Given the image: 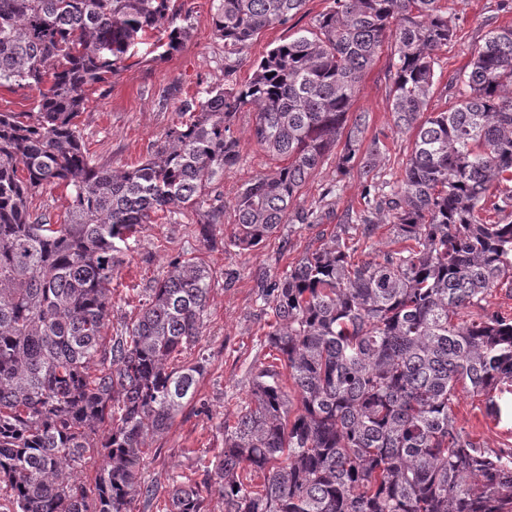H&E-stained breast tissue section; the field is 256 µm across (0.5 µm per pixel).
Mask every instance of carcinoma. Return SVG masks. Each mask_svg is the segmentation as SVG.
Returning a JSON list of instances; mask_svg holds the SVG:
<instances>
[{
    "label": "carcinoma",
    "instance_id": "cac0c4a2",
    "mask_svg": "<svg viewBox=\"0 0 512 512\" xmlns=\"http://www.w3.org/2000/svg\"><path fill=\"white\" fill-rule=\"evenodd\" d=\"M214 2L232 55L307 0ZM171 3L0 0V88H43L31 110L0 111V509L131 512L154 499L145 449L195 399L204 361L172 362L202 336L213 274L195 256L171 259L106 342L112 276L154 217L192 215L210 241L224 169L239 159L234 119L252 109L253 137L278 164L237 193L225 245L248 250L283 224L335 226L262 287L279 364L250 368L224 450L202 482L172 480L166 512H206L205 490L224 512H512V448H481L452 408L461 388L488 396L497 417L491 393L512 385V317L482 305L512 285V26L488 31L455 77L469 94L430 112L436 52L455 30L441 0H331L249 81L229 82L224 64L226 84L185 104L188 120L147 159L100 166L79 129L87 91L140 45L179 50L190 28L174 25ZM385 48L393 125L412 137L392 181L380 139L364 145L370 113L354 108ZM333 151L336 171L362 185L337 221L300 204ZM46 186L69 192L63 224L29 211ZM381 224L389 241L352 260ZM90 463L92 489L77 477Z\"/></svg>",
    "mask_w": 512,
    "mask_h": 512
}]
</instances>
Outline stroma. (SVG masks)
<instances>
[{
  "instance_id": "stroma-1",
  "label": "stroma",
  "mask_w": 512,
  "mask_h": 512,
  "mask_svg": "<svg viewBox=\"0 0 512 512\" xmlns=\"http://www.w3.org/2000/svg\"><path fill=\"white\" fill-rule=\"evenodd\" d=\"M330 0H307L290 27H276L260 34L236 56L234 80L249 79L269 49L288 37L290 30L307 27ZM501 0H444L453 17L456 33L448 47L438 51L439 82L431 100L435 110L449 108L463 86L455 75L470 62L485 33L497 26L512 25V9H501ZM188 14L191 34L181 49L161 59L141 62L132 58L113 76L111 83L88 92V103L79 118L83 142L92 159L115 169L139 164L151 155L166 131L181 119L186 100L211 85L224 81V43L213 34V0H176ZM388 54H381L366 74L357 108L368 110L369 134H382L385 150L380 171L385 178L397 176L396 157L411 147L408 135L393 127L388 99ZM254 114L238 113L234 133L239 140L238 163L226 169L222 190L225 205H233L238 190L256 174L269 170L272 160L251 135ZM332 196H324L329 186ZM361 186L356 178L336 172L334 159H326L317 175L301 192L303 205L328 199L336 212L357 206ZM234 232L231 218L213 225L211 243L195 235L190 220L143 225L125 252L112 278V312L105 336H114L128 320L136 290L149 287L168 269V262L182 253L203 259L215 272L199 343L184 350L180 363L204 361L205 373L197 396L161 437L155 438L144 457L142 478L154 486L152 503L136 502L133 512H161L173 479L201 481L203 467L224 447V420L234 417L249 399L248 371L252 365L270 363L266 342L268 315L259 300V286L285 274L306 251L315 248L318 227L287 224L258 246L241 251L225 246ZM501 417L487 410L482 395L459 393L453 405L457 421L473 440L490 451L512 448V391L499 394Z\"/></svg>"
}]
</instances>
